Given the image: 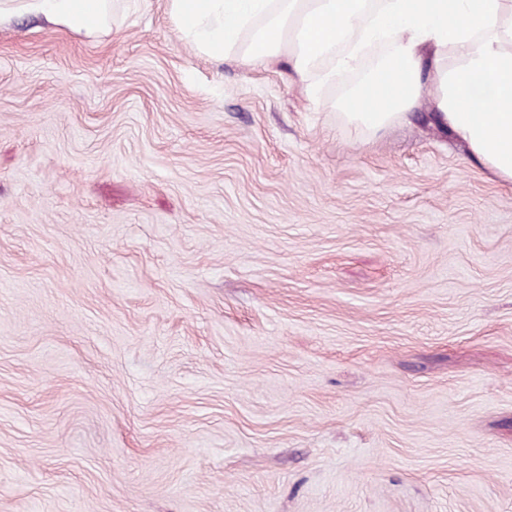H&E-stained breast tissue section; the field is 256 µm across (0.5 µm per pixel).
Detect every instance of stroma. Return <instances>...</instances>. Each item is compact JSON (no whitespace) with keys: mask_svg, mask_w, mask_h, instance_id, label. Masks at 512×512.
<instances>
[{"mask_svg":"<svg viewBox=\"0 0 512 512\" xmlns=\"http://www.w3.org/2000/svg\"><path fill=\"white\" fill-rule=\"evenodd\" d=\"M167 0L0 27V512H512V184Z\"/></svg>","mask_w":512,"mask_h":512,"instance_id":"stroma-1","label":"stroma"}]
</instances>
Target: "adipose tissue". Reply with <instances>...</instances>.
Returning <instances> with one entry per match:
<instances>
[{"instance_id":"1","label":"adipose tissue","mask_w":512,"mask_h":512,"mask_svg":"<svg viewBox=\"0 0 512 512\" xmlns=\"http://www.w3.org/2000/svg\"><path fill=\"white\" fill-rule=\"evenodd\" d=\"M186 43L214 59L286 60L308 100L375 136L429 100L472 159L512 184V0H168ZM34 14L106 28L112 0H0V25ZM361 72L334 100L338 77Z\"/></svg>"}]
</instances>
